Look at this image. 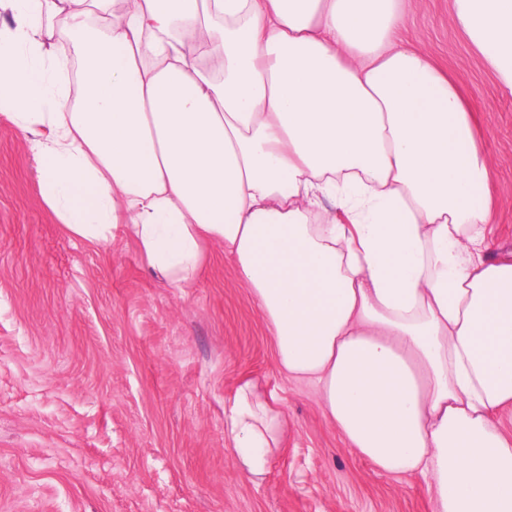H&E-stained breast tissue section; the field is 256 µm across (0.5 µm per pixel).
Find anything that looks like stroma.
I'll return each mask as SVG.
<instances>
[{"mask_svg": "<svg viewBox=\"0 0 512 512\" xmlns=\"http://www.w3.org/2000/svg\"><path fill=\"white\" fill-rule=\"evenodd\" d=\"M399 36L448 70L481 127L497 253L512 252V94L453 12L405 0ZM288 419L263 479L224 437L242 377ZM426 475H390L280 369L223 248L170 287L126 229L89 244L41 200L23 134L0 115V512H433Z\"/></svg>", "mask_w": 512, "mask_h": 512, "instance_id": "stroma-1", "label": "stroma"}]
</instances>
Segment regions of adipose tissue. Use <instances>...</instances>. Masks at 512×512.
Here are the masks:
<instances>
[{
  "label": "adipose tissue",
  "instance_id": "obj_1",
  "mask_svg": "<svg viewBox=\"0 0 512 512\" xmlns=\"http://www.w3.org/2000/svg\"><path fill=\"white\" fill-rule=\"evenodd\" d=\"M512 92V0H453ZM0 114L45 206L93 244L126 228L173 287L232 258L278 363L433 512H512V258H492L480 131L398 37V0H0ZM78 63L79 94L63 66ZM287 433L242 379L238 469Z\"/></svg>",
  "mask_w": 512,
  "mask_h": 512
}]
</instances>
